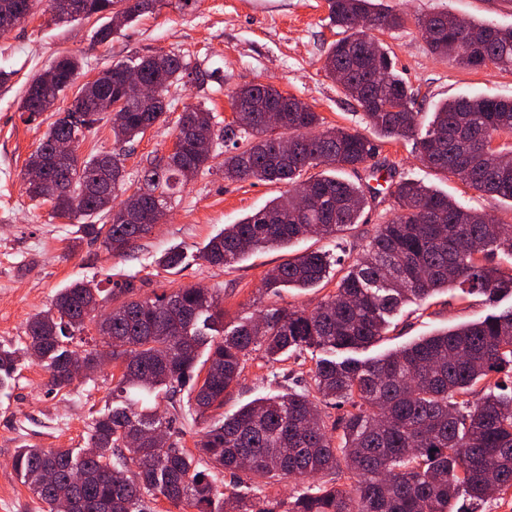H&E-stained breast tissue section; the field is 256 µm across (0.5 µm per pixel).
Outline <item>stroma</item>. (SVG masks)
Segmentation results:
<instances>
[{"instance_id":"1","label":"stroma","mask_w":512,"mask_h":512,"mask_svg":"<svg viewBox=\"0 0 512 512\" xmlns=\"http://www.w3.org/2000/svg\"><path fill=\"white\" fill-rule=\"evenodd\" d=\"M378 2L412 15L449 10L462 18L512 27V0ZM327 16L325 0H198L192 10L181 9L177 0H165L158 10L140 15L110 42L100 44L94 33L103 25L102 17L57 25L41 6L25 23L0 35V69L13 74L7 85L0 86V347H24L28 319L47 309L62 288L77 280L108 288L129 279L144 297L185 286L213 288L223 300L228 326L268 305L311 309L334 293L336 286L331 282L268 293L263 278L287 259L285 248L257 251L229 268L203 259L205 245L225 225L237 223L287 190L282 183L228 181L217 168L194 178L178 194L166 220L135 241L125 255L109 253L101 241L83 236L79 224L52 215L49 204L27 196L23 181L27 159L54 116L47 112L30 121L20 110L27 84L60 55L82 58L79 80L84 83L113 62L163 51L219 69L224 82L171 90L173 105L165 120L126 147L127 180H135L149 158L172 144L184 106L203 102L219 118H230L231 91L253 82L271 83L296 95L328 125L368 132L362 109L322 70L325 54L337 39ZM376 37L412 88L423 120H430L433 105L446 98L512 99V69H465L455 56L431 55L414 23L377 32ZM374 164L377 174L362 169L353 176L354 181L376 190L359 224L340 233L337 241L313 237L299 242V249L330 250L344 264L355 262L393 208L387 186L404 178L422 180L465 207L512 224V203L481 195L426 168L411 143H382ZM172 247L182 251L184 260L177 269L166 270L158 258ZM511 308V294L490 302L479 294L446 291L430 304L403 306L387 335L354 357L379 358L418 338ZM313 365L311 359L293 357L281 364H251L225 398L224 414H233L255 398L281 393L286 386L304 385ZM119 372L118 366L110 364L56 390L43 364L30 358L19 361L9 387L0 389V512H45L12 467L17 449L85 447L94 418L112 406L113 377Z\"/></svg>"}]
</instances>
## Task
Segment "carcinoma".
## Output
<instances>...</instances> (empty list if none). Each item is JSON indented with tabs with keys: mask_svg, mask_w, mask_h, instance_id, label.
<instances>
[{
	"mask_svg": "<svg viewBox=\"0 0 512 512\" xmlns=\"http://www.w3.org/2000/svg\"><path fill=\"white\" fill-rule=\"evenodd\" d=\"M164 0H47L58 23L105 16L95 32L99 44ZM329 23L340 29L325 56L330 78L342 75L340 91L364 111L375 138L340 127L306 102L268 83L240 86L231 102L247 111L225 124L198 103L177 121L178 149L155 156L141 170L138 193L114 206L112 185L126 191V144L163 120L171 88L189 80L202 87L215 73L175 53L132 57L76 85L82 60L62 55L26 87L20 110L34 120L74 90L56 111L28 164L42 177L25 184L32 200L48 202L56 215L81 224L85 235L120 255L151 231L159 209L195 177L212 170L214 155L196 149L210 137L224 146V179L311 185L310 205L298 192L281 194L213 237L202 258L230 267L252 250L282 248L315 233L334 239L358 223L366 205L359 186L337 173L372 161L380 141L411 140L429 168L452 176L482 195L512 202V100L457 97L434 105L424 126L415 95L396 72L387 49L354 26L366 15L380 31L402 28L408 16L378 9L372 0H326ZM429 51L468 46L457 62L468 69L512 68V28L468 21L449 12L414 19ZM137 68L161 82L158 96L129 102L112 121V149L64 160L53 155L59 139L84 141L100 122L95 103L123 97V74ZM281 111L282 126L267 125L266 111ZM498 146L491 147V139ZM325 166L334 171L309 174ZM392 216L379 225L364 254L336 280L335 294L313 310L271 307L262 322L244 318L219 340L207 334L224 316L222 300L206 288L189 286L152 298H134L131 281L104 290L74 281L46 311L29 318L24 351L45 363L51 384L62 389L94 373L103 360L83 349L76 336L92 326L111 339L112 361L121 367L116 392L121 405L92 422L87 447L21 448L13 468L46 512L65 503L69 512H153L163 498L193 512H455L463 498L487 500V473L500 493L512 490V310L421 338L375 361L321 358L310 382L282 394L259 397L231 416L205 427L196 452L171 440L172 421L149 401L190 391L194 413L206 417L224 405L249 362H281L290 352L357 351L384 336L389 316L407 302L425 303L450 286H466L493 299L512 293V273L483 261L500 257L512 266V225L417 180L388 187ZM334 262L323 250H304L265 275L268 288H312L329 277ZM120 300L110 318L97 315ZM210 345L205 375L197 371L202 346ZM17 351L0 349V387L13 379ZM333 401L344 412L329 422L318 402ZM168 438L156 445L150 434ZM221 468L233 481L221 486ZM291 479L301 488L271 503L264 486Z\"/></svg>",
	"mask_w": 512,
	"mask_h": 512,
	"instance_id": "1",
	"label": "carcinoma"
}]
</instances>
